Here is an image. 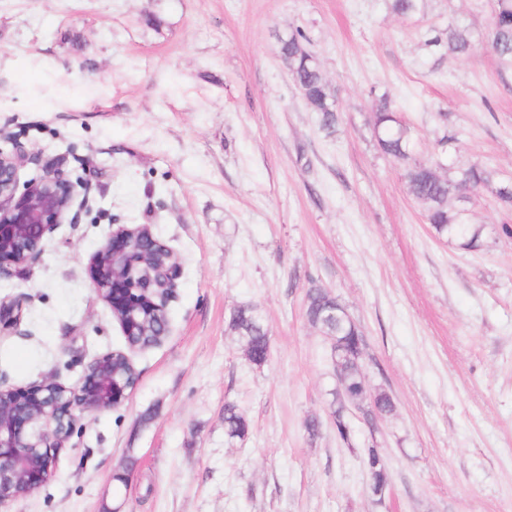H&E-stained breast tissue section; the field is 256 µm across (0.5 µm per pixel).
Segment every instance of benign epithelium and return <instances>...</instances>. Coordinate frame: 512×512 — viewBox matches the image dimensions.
Returning a JSON list of instances; mask_svg holds the SVG:
<instances>
[{"label": "benign epithelium", "instance_id": "obj_1", "mask_svg": "<svg viewBox=\"0 0 512 512\" xmlns=\"http://www.w3.org/2000/svg\"><path fill=\"white\" fill-rule=\"evenodd\" d=\"M5 141L13 150H0V276L12 277L39 261L45 237L64 223L73 206H88L92 185L72 180L63 158L46 164L39 177L21 181L25 153L16 140ZM178 276L173 252L147 224L119 226L90 263L94 292L110 306L128 339L143 335L148 320H166ZM27 302L24 295L0 300V333L21 325ZM115 356L90 362L76 387L52 375L27 389L0 386V504L41 488L76 423L125 398L135 371L128 356L127 371L113 367Z\"/></svg>", "mask_w": 512, "mask_h": 512}]
</instances>
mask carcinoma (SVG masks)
<instances>
[{
    "instance_id": "1",
    "label": "carcinoma",
    "mask_w": 512,
    "mask_h": 512,
    "mask_svg": "<svg viewBox=\"0 0 512 512\" xmlns=\"http://www.w3.org/2000/svg\"><path fill=\"white\" fill-rule=\"evenodd\" d=\"M421 0H391L390 8L397 15L414 14L420 9ZM495 22L489 34V44L499 61L512 67V0H493ZM306 35L296 30L281 41L280 53L288 65L290 75L310 109L320 117L321 128L329 131L340 119L336 93L327 82L313 53L304 46ZM429 45L445 49L452 56H463L471 47V32L456 23H448L444 30L436 31ZM373 133L380 150L400 162L410 158L409 129L390 108L386 98H381L373 116ZM404 178L409 193L427 205L426 219L437 234L461 242L468 250L482 244L484 226L469 221L466 210L449 205L451 198L480 191L490 192L505 208H512V179H496L495 172L481 166H471L460 173L456 181L438 174L434 164L414 163L405 168ZM341 306L338 298L314 286L307 293L305 316L307 321L333 337L334 368L343 389L336 390L331 404V414L336 424V435L344 443L350 440L341 425H351L349 410L366 409V388L362 358L356 354V337L363 335L360 327L350 320H339L332 310ZM232 326L245 343L252 363L263 365L270 348V337L262 321L247 309H240ZM373 402L382 415L394 409L390 394L382 389L374 392ZM224 431L227 438L243 440L249 431V422L234 403L224 404Z\"/></svg>"
}]
</instances>
